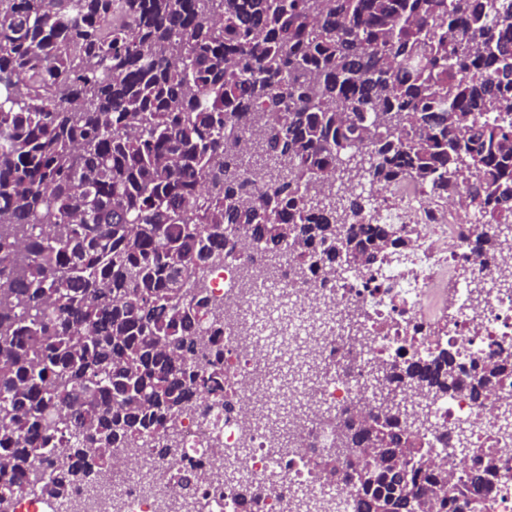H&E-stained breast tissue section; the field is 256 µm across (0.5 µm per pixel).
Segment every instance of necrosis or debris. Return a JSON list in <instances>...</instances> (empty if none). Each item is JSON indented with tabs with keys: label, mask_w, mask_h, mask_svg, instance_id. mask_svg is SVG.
Wrapping results in <instances>:
<instances>
[{
	"label": "necrosis or debris",
	"mask_w": 512,
	"mask_h": 512,
	"mask_svg": "<svg viewBox=\"0 0 512 512\" xmlns=\"http://www.w3.org/2000/svg\"><path fill=\"white\" fill-rule=\"evenodd\" d=\"M386 223L409 225L411 242L367 276L343 268L296 273L282 262L266 272L264 256L228 257L208 274L211 294L224 300V342L230 352L236 410L199 408L188 413L179 454L199 465L200 479L174 484L151 444L113 456L101 484L83 485L64 498L23 487L13 512H234L251 494L256 512H353L351 490L323 486L310 459L335 436L317 424L321 413L341 414L379 384L377 364L422 359L448 350L466 373L477 374L487 356L512 353V240L501 239L493 257L470 254L463 226L469 210H448L407 186L374 195ZM366 307L370 320L357 342L344 339L338 317ZM313 370L304 387L288 391L293 440L299 453L280 454V418L267 406L281 364ZM406 410L418 411L420 431L449 473L477 465L481 449L512 460V389H492L472 399L459 391L442 396L425 385L396 382ZM447 432V443L436 442Z\"/></svg>",
	"instance_id": "4bbe7bcc"
}]
</instances>
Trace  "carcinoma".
Masks as SVG:
<instances>
[{
  "instance_id": "obj_1",
  "label": "carcinoma",
  "mask_w": 512,
  "mask_h": 512,
  "mask_svg": "<svg viewBox=\"0 0 512 512\" xmlns=\"http://www.w3.org/2000/svg\"><path fill=\"white\" fill-rule=\"evenodd\" d=\"M330 174L462 193L492 251L512 229V0H0V512L35 473L63 497L146 437L170 456L191 405L231 407L207 274L241 244L358 272L407 245L369 197L318 192ZM398 378L512 387L508 359L465 382L444 350ZM327 422L313 468L356 512H481L501 468L494 448L432 467L387 395Z\"/></svg>"
}]
</instances>
